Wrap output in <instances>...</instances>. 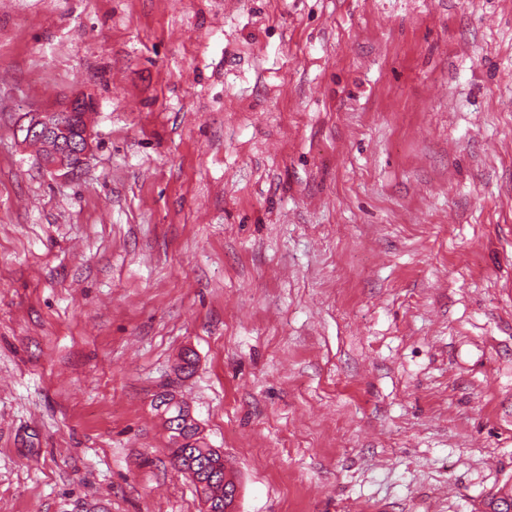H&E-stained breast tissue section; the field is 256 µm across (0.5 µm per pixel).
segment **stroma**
I'll return each instance as SVG.
<instances>
[{"instance_id": "stroma-1", "label": "stroma", "mask_w": 512, "mask_h": 512, "mask_svg": "<svg viewBox=\"0 0 512 512\" xmlns=\"http://www.w3.org/2000/svg\"><path fill=\"white\" fill-rule=\"evenodd\" d=\"M162 392L236 512H492L512 0H0V512H199ZM16 126L28 141L35 140L43 145L46 152L43 160L45 168L53 173L62 172V176L77 174L92 149L93 131L88 126L82 127L78 147L72 145L71 134L61 111L26 112ZM75 157L77 162H73Z\"/></svg>"}]
</instances>
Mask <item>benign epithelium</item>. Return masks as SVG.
I'll use <instances>...</instances> for the list:
<instances>
[{"label":"benign epithelium","mask_w":512,"mask_h":512,"mask_svg":"<svg viewBox=\"0 0 512 512\" xmlns=\"http://www.w3.org/2000/svg\"><path fill=\"white\" fill-rule=\"evenodd\" d=\"M18 131L28 140H35L43 145L46 169L68 177L76 174L84 165L92 149L93 131L82 127L81 141L73 146L71 134L62 114L56 112H26L17 123Z\"/></svg>","instance_id":"benign-epithelium-1"}]
</instances>
